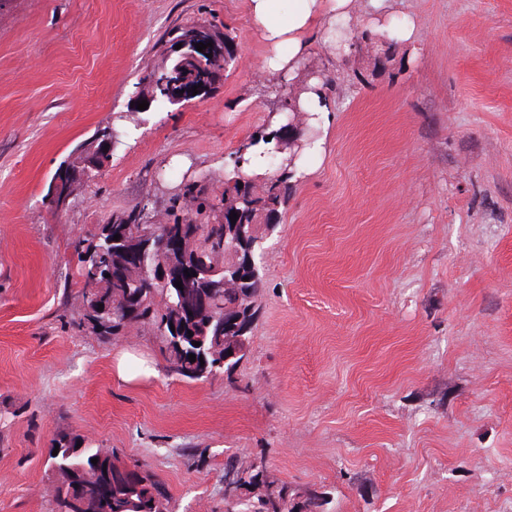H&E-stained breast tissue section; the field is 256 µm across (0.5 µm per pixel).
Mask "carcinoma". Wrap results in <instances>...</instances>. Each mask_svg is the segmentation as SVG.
Wrapping results in <instances>:
<instances>
[{"label":"carcinoma","mask_w":512,"mask_h":512,"mask_svg":"<svg viewBox=\"0 0 512 512\" xmlns=\"http://www.w3.org/2000/svg\"><path fill=\"white\" fill-rule=\"evenodd\" d=\"M218 68L217 63L198 61L191 64V70L181 69L170 78L187 76L202 84ZM287 147L292 143L279 137L267 150L272 174L260 189L236 168L225 175L224 210L237 213V224L248 243L258 239L257 225L279 222L281 208L288 200L292 170L288 169V159L280 157ZM186 194L196 203L193 216L182 219L173 211V223L160 224L158 230L188 239L189 252L179 264L196 266L197 274L187 291L208 299L207 308L195 315L183 309L182 291L168 282L153 281L160 238L147 244L141 213L131 210L110 216L97 225L92 238L76 242L74 251L83 320L101 336H111L133 324L153 327L165 343L169 372L201 380L224 372L216 357L224 345H234L247 354L262 278L238 263L236 252L225 239L219 207L205 191L190 188ZM116 234L120 235L117 241ZM130 253L137 254L139 260L126 270L124 278H90L86 266L97 260L121 264ZM174 322L181 329L178 340L171 331ZM195 341L200 346H194ZM191 354L197 360L189 361ZM53 443L59 449L48 448L47 462L57 477L52 491L57 512H168L157 481L140 466H130L108 449L86 444L76 435L65 434ZM93 458L98 462L92 463ZM224 477L234 485V494L224 495L225 512H325L326 498L269 480L261 462L244 465L231 457L224 465Z\"/></svg>","instance_id":"cac0c4a2"}]
</instances>
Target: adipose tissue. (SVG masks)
<instances>
[{
    "label": "adipose tissue",
    "mask_w": 512,
    "mask_h": 512,
    "mask_svg": "<svg viewBox=\"0 0 512 512\" xmlns=\"http://www.w3.org/2000/svg\"><path fill=\"white\" fill-rule=\"evenodd\" d=\"M353 5L354 0H289L284 10L279 0H247L248 18L267 47L264 71L295 75L307 54L309 35L318 26L328 32V45L340 48L336 26L350 21Z\"/></svg>",
    "instance_id": "1"
}]
</instances>
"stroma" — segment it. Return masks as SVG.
<instances>
[{"label":"stroma","mask_w":512,"mask_h":512,"mask_svg":"<svg viewBox=\"0 0 512 512\" xmlns=\"http://www.w3.org/2000/svg\"><path fill=\"white\" fill-rule=\"evenodd\" d=\"M415 44L384 46L366 11L352 48L310 36L327 79L325 149L260 228L263 287L229 373L167 371L149 327L78 328L76 239L113 213L214 200L279 97L246 0H10L0 9V512H53L60 434L152 471L171 512H224V461L328 512H512V0H389ZM233 39L205 95L137 114L66 209L59 168L117 114L170 29ZM130 349L155 375L124 382Z\"/></svg>","instance_id":"35a3bbf8"}]
</instances>
